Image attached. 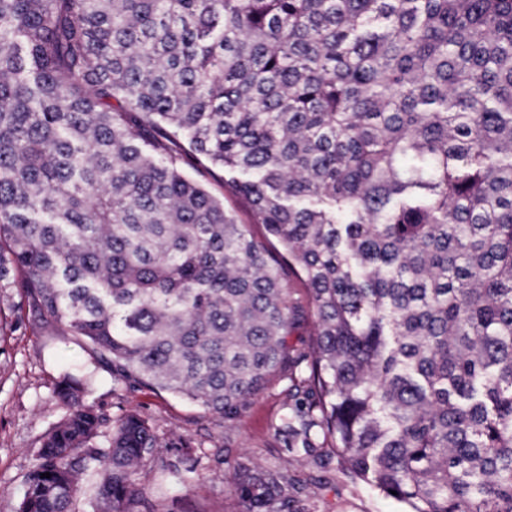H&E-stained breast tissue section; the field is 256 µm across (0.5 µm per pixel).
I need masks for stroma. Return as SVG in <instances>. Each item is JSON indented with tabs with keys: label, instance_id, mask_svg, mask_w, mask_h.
<instances>
[{
	"label": "stroma",
	"instance_id": "stroma-1",
	"mask_svg": "<svg viewBox=\"0 0 512 512\" xmlns=\"http://www.w3.org/2000/svg\"><path fill=\"white\" fill-rule=\"evenodd\" d=\"M183 172L223 199L226 208L248 224L250 232L280 252L264 225L254 223L249 201L239 195L222 169L186 160ZM88 371L93 376L86 402L108 424L129 411L138 412L165 435V458H176L180 443L193 447L191 465L200 475L190 486L168 474L142 472L140 512H239L232 492V464L244 461L263 468H282L303 481L306 496L301 512H407L394 498L372 490L334 457L330 441L315 443L330 462L320 468L299 462L287 449L284 429L290 415L291 380H307L308 364L297 367L294 378H276L252 397L235 417L227 419L166 392L151 391L116 377L106 362L96 359L71 337L49 338L42 323L28 312L17 288L0 297V504L17 503L23 492L29 451L57 422L63 410L52 391L62 371Z\"/></svg>",
	"mask_w": 512,
	"mask_h": 512
}]
</instances>
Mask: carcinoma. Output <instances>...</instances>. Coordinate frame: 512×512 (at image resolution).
Returning <instances> with one entry per match:
<instances>
[{
    "label": "carcinoma",
    "instance_id": "1",
    "mask_svg": "<svg viewBox=\"0 0 512 512\" xmlns=\"http://www.w3.org/2000/svg\"><path fill=\"white\" fill-rule=\"evenodd\" d=\"M229 174L309 292L181 164ZM126 380L230 416L284 367L411 512H512V0H0V287ZM56 383L11 512H139L160 456ZM50 477H41L43 473ZM97 477L82 491L78 479ZM306 486L238 462L241 512ZM312 321L296 324L288 335V346L293 350L294 355L304 352L309 353L312 343Z\"/></svg>",
    "mask_w": 512,
    "mask_h": 512
}]
</instances>
